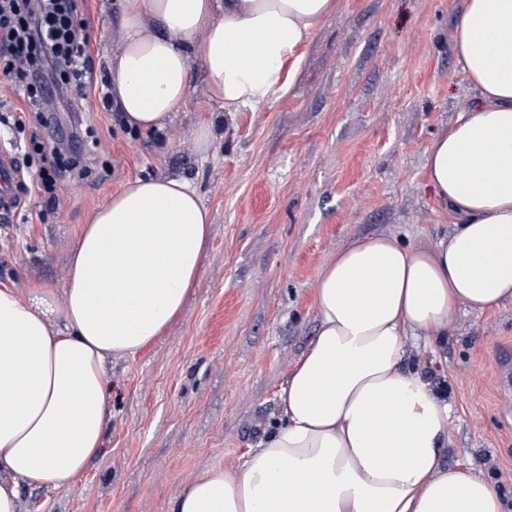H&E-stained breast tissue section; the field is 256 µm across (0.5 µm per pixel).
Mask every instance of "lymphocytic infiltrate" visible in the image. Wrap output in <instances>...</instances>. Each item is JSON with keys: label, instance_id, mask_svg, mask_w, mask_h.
I'll list each match as a JSON object with an SVG mask.
<instances>
[{"label": "lymphocytic infiltrate", "instance_id": "lymphocytic-infiltrate-1", "mask_svg": "<svg viewBox=\"0 0 512 512\" xmlns=\"http://www.w3.org/2000/svg\"><path fill=\"white\" fill-rule=\"evenodd\" d=\"M85 0H0V72L23 101L14 128L30 129L43 161L38 191L57 204L54 181L88 154L84 102L96 87Z\"/></svg>", "mask_w": 512, "mask_h": 512}]
</instances>
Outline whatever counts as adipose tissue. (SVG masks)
<instances>
[{
    "instance_id": "adipose-tissue-1",
    "label": "adipose tissue",
    "mask_w": 512,
    "mask_h": 512,
    "mask_svg": "<svg viewBox=\"0 0 512 512\" xmlns=\"http://www.w3.org/2000/svg\"><path fill=\"white\" fill-rule=\"evenodd\" d=\"M333 0H123L111 93L125 123L163 129L200 65L236 112L286 86L289 57ZM452 49L479 99L437 136L428 184L456 215L406 247L356 239L323 265L318 328L279 391L281 418L235 470L209 469L173 512H512L474 466L441 464L450 410L407 365L408 337L458 308L512 302V0H463ZM212 219L162 174L127 182L85 224L62 298L0 286V512L21 486L83 471L108 421L106 363L153 342L196 286Z\"/></svg>"
}]
</instances>
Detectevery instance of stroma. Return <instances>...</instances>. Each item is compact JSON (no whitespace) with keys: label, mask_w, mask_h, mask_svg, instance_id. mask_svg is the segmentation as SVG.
Segmentation results:
<instances>
[{"label":"stroma","mask_w":512,"mask_h":512,"mask_svg":"<svg viewBox=\"0 0 512 512\" xmlns=\"http://www.w3.org/2000/svg\"><path fill=\"white\" fill-rule=\"evenodd\" d=\"M122 0L81 16L98 78L119 47ZM462 0H335L300 50L287 91L227 112L193 68L189 104L161 131L133 130L92 102L97 169L58 180L56 207L24 196L0 219V285L61 292L78 231L129 180L189 183L212 216L198 286L152 344L111 360L112 414L85 470L57 488L27 485L43 512H172L207 470L236 469L279 418L277 392L316 333L321 267L352 239L436 241L455 219L427 184L426 150L476 100L450 42ZM209 123L208 152L196 145ZM512 303L459 309L411 365L447 398L442 465L473 460L512 500Z\"/></svg>","instance_id":"35a3bbf8"}]
</instances>
